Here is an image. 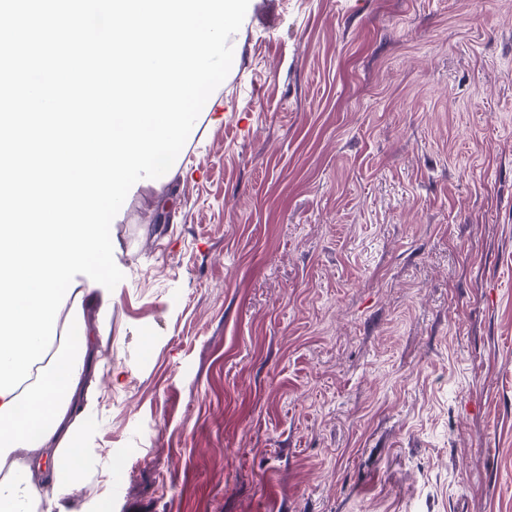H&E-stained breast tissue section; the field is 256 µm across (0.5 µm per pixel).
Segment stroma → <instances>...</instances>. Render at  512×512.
Masks as SVG:
<instances>
[{
	"instance_id": "1",
	"label": "stroma",
	"mask_w": 512,
	"mask_h": 512,
	"mask_svg": "<svg viewBox=\"0 0 512 512\" xmlns=\"http://www.w3.org/2000/svg\"><path fill=\"white\" fill-rule=\"evenodd\" d=\"M111 223L77 512H512V0H249Z\"/></svg>"
}]
</instances>
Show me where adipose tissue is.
I'll list each match as a JSON object with an SVG mask.
<instances>
[{
	"instance_id": "1",
	"label": "adipose tissue",
	"mask_w": 512,
	"mask_h": 512,
	"mask_svg": "<svg viewBox=\"0 0 512 512\" xmlns=\"http://www.w3.org/2000/svg\"><path fill=\"white\" fill-rule=\"evenodd\" d=\"M112 307L110 293L95 286L75 289L60 312L57 349L37 369L34 382L0 396V512H73L77 485L66 469H78L85 418L96 406L97 331L82 316Z\"/></svg>"
}]
</instances>
